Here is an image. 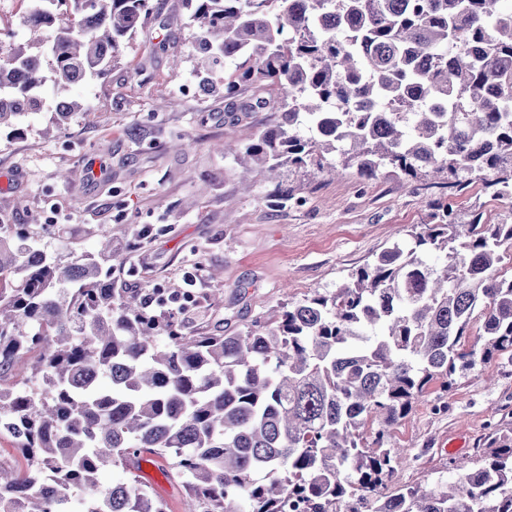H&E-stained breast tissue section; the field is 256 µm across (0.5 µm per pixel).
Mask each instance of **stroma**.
Wrapping results in <instances>:
<instances>
[{
	"instance_id": "obj_1",
	"label": "stroma",
	"mask_w": 512,
	"mask_h": 512,
	"mask_svg": "<svg viewBox=\"0 0 512 512\" xmlns=\"http://www.w3.org/2000/svg\"><path fill=\"white\" fill-rule=\"evenodd\" d=\"M152 3L120 64L73 89L86 113L50 134L46 109L27 117L21 136L0 137V224L26 225L48 247L63 240L77 253L93 249L98 225H110L116 287L192 285L190 330L226 336L312 290L335 289L428 223L421 201L443 191L423 178L365 182L352 169L336 178L285 169L290 202L270 203L265 185L243 192L235 151L218 145L228 130L249 142L275 114L258 107L228 126L223 95L195 86L190 33L160 45L164 19H188L186 0ZM453 202L462 219L478 207L490 224L512 211L478 182ZM507 410L512 363L498 357L448 391L429 392L394 429L406 449L394 484L432 487L449 459L476 457ZM139 476L167 512H184L187 491L168 478L163 459L142 464Z\"/></svg>"
}]
</instances>
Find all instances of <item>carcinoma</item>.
Here are the masks:
<instances>
[{
  "label": "carcinoma",
  "mask_w": 512,
  "mask_h": 512,
  "mask_svg": "<svg viewBox=\"0 0 512 512\" xmlns=\"http://www.w3.org/2000/svg\"><path fill=\"white\" fill-rule=\"evenodd\" d=\"M507 0H190L196 86L279 90L275 121L237 151L246 173L290 165L366 181L386 169L479 181L512 200V6ZM152 0H34L29 37L0 51V132L45 106L61 130L84 111L65 95L118 64ZM183 24H161L163 44ZM234 65L219 87L217 66ZM334 291H315L231 336H201L163 301L112 281L111 230L95 252L60 254L0 224V434L29 460L0 466V512H165L134 475L171 459L186 512H512V427L472 467L429 490L390 487L406 449L392 429L433 383L498 354L512 361V219L459 221L442 198ZM443 256L441 265L428 257ZM481 349L464 348L474 317ZM38 352L25 388L3 387ZM109 466L131 474L102 484ZM264 475V480L255 475ZM76 490L89 495L74 499Z\"/></svg>",
  "instance_id": "obj_1"
}]
</instances>
